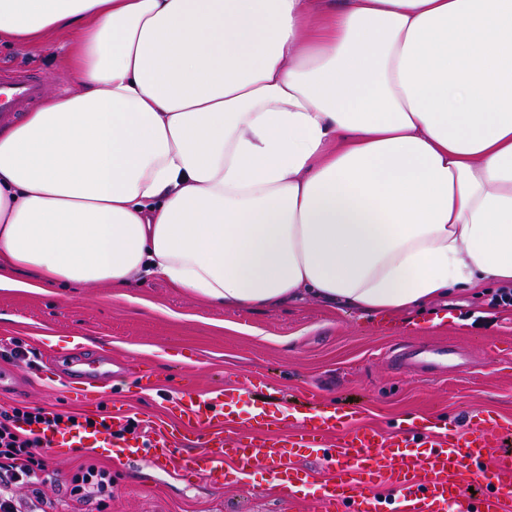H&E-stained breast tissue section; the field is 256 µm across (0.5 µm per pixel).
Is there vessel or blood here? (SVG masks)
<instances>
[{
  "mask_svg": "<svg viewBox=\"0 0 512 512\" xmlns=\"http://www.w3.org/2000/svg\"><path fill=\"white\" fill-rule=\"evenodd\" d=\"M46 92L40 79L0 69V119L10 120ZM112 364V357L98 358L78 371L80 384L95 386ZM242 403L250 404V411L240 413ZM173 404L176 424L155 425L142 441L127 435V417L116 412L111 429H63L51 444L103 448L132 472L146 465L182 478L204 477L214 488L223 486L227 472L243 479L262 470L274 500L291 506L306 501L309 486L295 460L316 455L330 463L319 498L322 512H512V455L493 456L485 427L447 433L412 422L389 434L367 426L351 429L347 417L326 409L311 415L275 407L255 398L248 383L201 394L180 389ZM284 417L291 431L261 440V433ZM341 424L347 431L338 441L334 433ZM474 483L480 495L469 493ZM383 485L391 488V497L380 494Z\"/></svg>",
  "mask_w": 512,
  "mask_h": 512,
  "instance_id": "b4317fda",
  "label": "vessel or blood"
}]
</instances>
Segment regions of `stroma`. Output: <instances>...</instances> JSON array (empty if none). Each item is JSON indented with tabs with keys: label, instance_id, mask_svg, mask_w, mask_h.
<instances>
[{
	"label": "stroma",
	"instance_id": "1",
	"mask_svg": "<svg viewBox=\"0 0 512 512\" xmlns=\"http://www.w3.org/2000/svg\"><path fill=\"white\" fill-rule=\"evenodd\" d=\"M71 89L66 50L33 57L0 47V68ZM496 285L460 291L417 322L383 321L314 300L278 309L246 310L212 305L160 280H135L127 288H0V410L44 407L81 418L120 410L139 427L170 420L169 390L188 385L244 383L260 377L255 393L287 407L329 408L354 425L392 430L406 420L432 419L448 431L474 413L501 425V451L512 453V311L491 308ZM404 344L458 347L465 368L437 375L408 374L394 359ZM18 349L26 360L13 361ZM112 355L118 363L87 398L73 400L66 382L74 359ZM154 372L156 391L143 393L138 371ZM96 462L112 469L110 512H290L268 495L267 475L254 471L223 488L158 473L143 481L113 465L97 448L49 450L44 485L60 497L62 477Z\"/></svg>",
	"mask_w": 512,
	"mask_h": 512
}]
</instances>
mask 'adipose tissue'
<instances>
[{
	"mask_svg": "<svg viewBox=\"0 0 512 512\" xmlns=\"http://www.w3.org/2000/svg\"><path fill=\"white\" fill-rule=\"evenodd\" d=\"M0 288L409 314L512 283V0H0ZM73 37L74 34L66 38H61L59 45L62 49L53 56L33 57L15 47H0V68H9L23 75H33L39 78L30 76L21 77L15 75L10 70L0 69L1 120L8 121L17 113L25 111L38 102L48 90L47 86H45L41 80L49 86L50 91L26 112H31L37 108L46 98L63 95L72 91L71 74L67 63V52L68 42L71 41ZM59 86L63 87V93L55 91V88ZM2 89L9 90V95H2ZM26 112L19 113L12 121H21Z\"/></svg>",
	"mask_w": 512,
	"mask_h": 512,
	"instance_id": "ef3b65f1",
	"label": "adipose tissue"
}]
</instances>
